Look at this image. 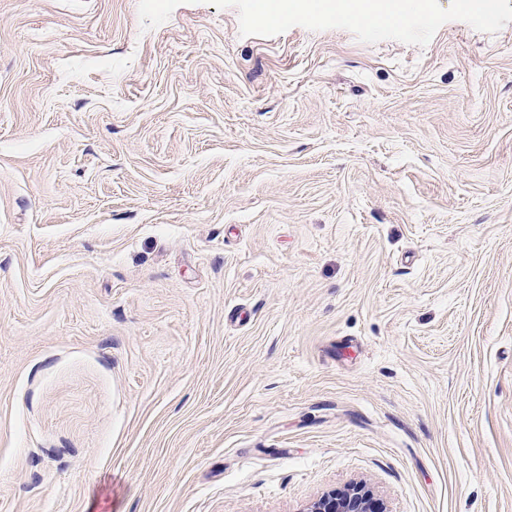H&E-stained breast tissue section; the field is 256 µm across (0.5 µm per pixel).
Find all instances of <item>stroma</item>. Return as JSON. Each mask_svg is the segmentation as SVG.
Returning <instances> with one entry per match:
<instances>
[{"label": "stroma", "mask_w": 512, "mask_h": 512, "mask_svg": "<svg viewBox=\"0 0 512 512\" xmlns=\"http://www.w3.org/2000/svg\"><path fill=\"white\" fill-rule=\"evenodd\" d=\"M356 482L512 512V22L0 0V512Z\"/></svg>", "instance_id": "stroma-1"}]
</instances>
